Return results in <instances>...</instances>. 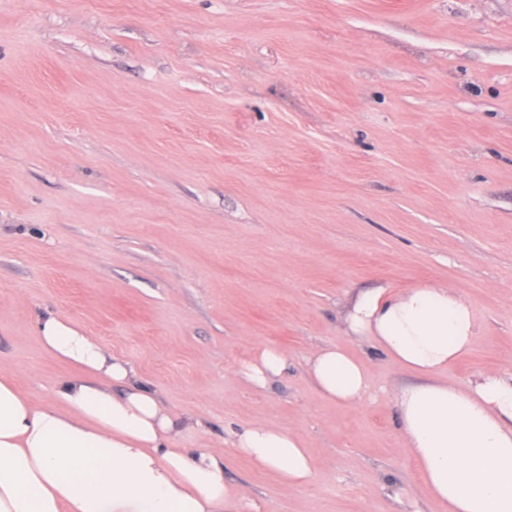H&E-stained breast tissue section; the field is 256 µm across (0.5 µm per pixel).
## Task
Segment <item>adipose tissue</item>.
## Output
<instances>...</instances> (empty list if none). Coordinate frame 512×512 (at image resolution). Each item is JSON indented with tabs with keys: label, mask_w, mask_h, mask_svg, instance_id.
Wrapping results in <instances>:
<instances>
[{
	"label": "adipose tissue",
	"mask_w": 512,
	"mask_h": 512,
	"mask_svg": "<svg viewBox=\"0 0 512 512\" xmlns=\"http://www.w3.org/2000/svg\"><path fill=\"white\" fill-rule=\"evenodd\" d=\"M346 336L369 341L417 378L398 389L403 447L443 512H512V372L460 386L446 370L472 346L480 325L455 289L421 284L359 293L345 309ZM37 334L56 358L78 367L34 405L0 378V512H240L243 492L224 478L225 459L176 439L203 428L174 414L135 368L64 317H40ZM307 374L329 400L357 406L368 394L362 361L313 348ZM232 446L289 486L315 472L301 438L275 425L245 426Z\"/></svg>",
	"instance_id": "ef3b65f1"
}]
</instances>
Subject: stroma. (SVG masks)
<instances>
[{
  "label": "stroma",
  "instance_id": "stroma-1",
  "mask_svg": "<svg viewBox=\"0 0 512 512\" xmlns=\"http://www.w3.org/2000/svg\"><path fill=\"white\" fill-rule=\"evenodd\" d=\"M418 284L481 326L449 378L512 369V0H0V375L34 404L76 372L50 310L203 418L176 447L260 512H442L391 399L414 375L341 321ZM317 346L365 363L362 405L317 391ZM264 424L311 485L236 455ZM287 358V355L280 350L263 348L254 361L245 365L239 374L252 386L263 388L270 377L282 372ZM232 448L258 469L278 474L288 486L310 485L315 476L301 438L275 425L245 426L234 432Z\"/></svg>",
  "mask_w": 512,
  "mask_h": 512
}]
</instances>
